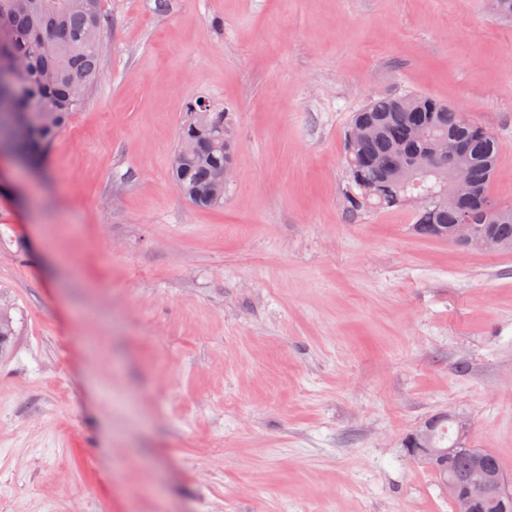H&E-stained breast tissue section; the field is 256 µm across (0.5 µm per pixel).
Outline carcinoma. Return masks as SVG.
Masks as SVG:
<instances>
[{
	"instance_id": "carcinoma-1",
	"label": "carcinoma",
	"mask_w": 512,
	"mask_h": 512,
	"mask_svg": "<svg viewBox=\"0 0 512 512\" xmlns=\"http://www.w3.org/2000/svg\"><path fill=\"white\" fill-rule=\"evenodd\" d=\"M105 25L101 0H83L76 8L70 0H26L23 5L0 0V59L12 62L0 70V130L28 119L22 150L38 167L86 103L87 96L75 95L72 84L88 92L100 77ZM195 107L194 101L187 104L171 175L186 199L206 208L224 200L215 194V177L236 155L230 113L196 112ZM447 140L467 146L465 175L471 193L466 198L448 197V168L414 164L437 157ZM344 152V198L350 214L409 207L413 234L450 243L467 214L479 236L461 246L481 248V237L490 236L500 249L512 250V208L498 206L490 194L500 143L477 123L463 122L448 103L414 91L374 98L351 116ZM434 194L433 204L414 203L417 195ZM14 335L13 320L0 307V350ZM415 432L421 447L435 451L426 469L452 504L458 501L459 480H478L493 488L481 512H499V500L509 493L502 466L489 450L469 447L464 419L439 414Z\"/></svg>"
}]
</instances>
